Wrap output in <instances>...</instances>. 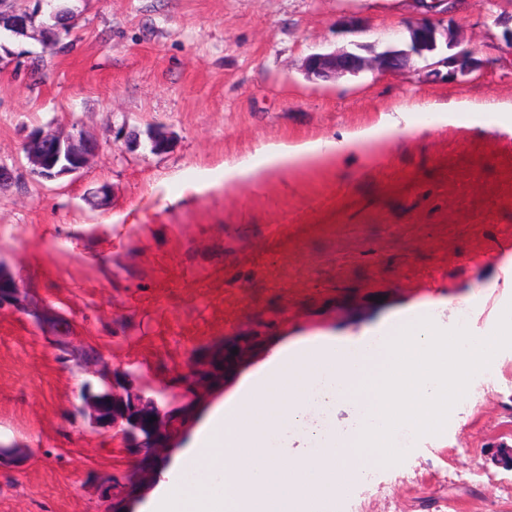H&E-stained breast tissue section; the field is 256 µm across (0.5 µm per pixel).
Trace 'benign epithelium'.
I'll return each instance as SVG.
<instances>
[{
    "label": "benign epithelium",
    "instance_id": "1",
    "mask_svg": "<svg viewBox=\"0 0 512 512\" xmlns=\"http://www.w3.org/2000/svg\"><path fill=\"white\" fill-rule=\"evenodd\" d=\"M15 2L0 0V32L36 39L55 51L65 46L60 32L68 34L75 28L78 21L76 12L61 6L60 0H30L33 7L24 11L18 10ZM458 6L459 0H428L424 3L423 17L409 28V40L386 41L380 50L372 51L369 58L359 54L363 49L360 44L339 52H313L304 58L303 70L310 77L323 79L357 74L366 68L400 71L410 64L412 58H424L433 53L442 38L447 47V57L441 63L447 72L434 68L432 76L447 81H464L482 70L484 64L473 51L461 47V41L452 28ZM97 150L96 141L81 133L56 135L38 132L30 137L24 152L29 172L40 181L53 182L80 173ZM5 306L16 312L34 314L42 328L57 329L52 313L31 308L20 288L0 272V310ZM56 342L61 350L70 354L78 367L96 379L94 383H85L78 396L81 410L88 414L94 426L109 427L122 422L125 432L133 438L140 437L138 444L145 449H151L163 440L167 432L166 421L161 417L156 399L145 402L137 395L125 398L114 395L112 379L115 371L107 361L81 351L68 336H58ZM96 386L106 392L112 404L130 406L138 411V415L131 421L125 415L116 414L104 421L97 420L99 413L89 402V394Z\"/></svg>",
    "mask_w": 512,
    "mask_h": 512
}]
</instances>
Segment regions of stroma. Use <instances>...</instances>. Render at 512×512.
Segmentation results:
<instances>
[{"mask_svg": "<svg viewBox=\"0 0 512 512\" xmlns=\"http://www.w3.org/2000/svg\"><path fill=\"white\" fill-rule=\"evenodd\" d=\"M66 53L4 36L0 269L55 311L76 344L120 371L119 394L161 396L163 451L90 429L73 401L88 376L33 315L0 313V512H144L203 416L281 345L350 341L424 311L488 337L512 304V19L462 0L453 26L484 61L449 83L403 73L312 81L319 50L405 39L416 0H73ZM405 115V131L259 179L236 171L270 145L338 142ZM160 129L168 150L151 152ZM99 145L74 177L28 171L32 133ZM108 186L99 205L96 192ZM512 348L470 379L441 433L413 436L336 512H512Z\"/></svg>", "mask_w": 512, "mask_h": 512, "instance_id": "obj_1", "label": "stroma"}]
</instances>
